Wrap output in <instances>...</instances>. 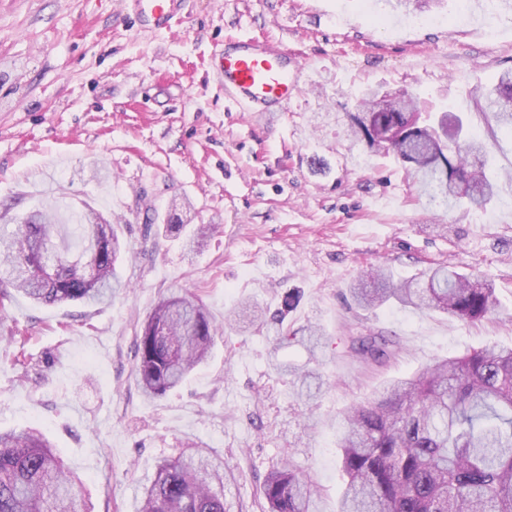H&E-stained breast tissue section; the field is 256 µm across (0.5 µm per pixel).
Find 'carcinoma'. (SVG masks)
<instances>
[{"label": "carcinoma", "mask_w": 512, "mask_h": 512, "mask_svg": "<svg viewBox=\"0 0 512 512\" xmlns=\"http://www.w3.org/2000/svg\"><path fill=\"white\" fill-rule=\"evenodd\" d=\"M394 11L423 13L442 0H380ZM476 108L493 112L512 135V71L499 75L493 95L477 96ZM350 116L352 134L381 148L390 127L414 116L415 125L385 147L420 176L430 203L484 210L501 190L489 168L490 150L479 136L460 138L462 122L446 112L421 109L409 92L383 95L369 88ZM58 205L36 208L0 231V288L10 286L42 305L101 303L123 283L116 270L122 243L115 224L86 208L71 212L83 249L73 254L53 239ZM167 219L168 235L185 234L200 249L210 227ZM93 268L87 273L84 265ZM364 309L397 302L438 311L462 321L479 320L496 304L494 288L479 274L438 265L396 282L372 268L350 289ZM299 300L285 292L272 312L247 301L230 321H283ZM217 328L204 305L187 293L161 298L147 315L134 344L142 394L154 399L177 388L209 357ZM393 341L367 334L352 341L361 357L381 363ZM277 368L294 377L296 395L320 391L319 377L288 363ZM337 448L347 481L338 512H512V347H487L439 359L413 375L385 385L370 400L347 408L339 421ZM261 493L268 512H312L314 489L289 463L265 476ZM135 512H226L224 456L199 447L188 457L164 460L142 487ZM0 512H78L71 476L44 436L31 428L0 432Z\"/></svg>", "instance_id": "1"}]
</instances>
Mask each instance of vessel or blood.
Masks as SVG:
<instances>
[{"instance_id":"obj_1","label":"vessel or blood","mask_w":512,"mask_h":512,"mask_svg":"<svg viewBox=\"0 0 512 512\" xmlns=\"http://www.w3.org/2000/svg\"><path fill=\"white\" fill-rule=\"evenodd\" d=\"M183 0H127V19L138 31H170L181 20ZM228 102L248 112L283 114L298 96L304 68L286 48L249 36L224 39L211 62Z\"/></svg>"}]
</instances>
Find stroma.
I'll use <instances>...</instances> for the list:
<instances>
[{
    "mask_svg": "<svg viewBox=\"0 0 512 512\" xmlns=\"http://www.w3.org/2000/svg\"><path fill=\"white\" fill-rule=\"evenodd\" d=\"M122 0H0V205L20 215L57 199L123 216L126 287L107 303L38 305L13 294L0 310V430L38 428L80 480L87 512H132L156 464L204 444L222 454L226 512H262L259 486L283 459L317 489L315 512H337L344 487L336 422L381 384L434 360L512 346V187L486 210H448L419 194L393 155L349 133L370 85L416 94L433 111L492 137L491 168L512 171V136L491 135L477 86L512 70V0L495 24L485 0H443L414 23L375 0H185L161 34L120 21ZM247 34L282 44L311 83L277 125L227 111L207 73L214 42ZM213 230L195 256L146 232L142 209ZM437 263L485 273L496 296L484 319L385 305L351 308L360 273L406 280ZM300 292L285 327L319 325L312 358L273 326L224 327L205 365L146 399L134 338L158 298L187 289L216 320L251 299L278 307ZM383 334V364L349 349ZM25 352L30 371L14 365ZM319 373L312 399L293 395L276 362Z\"/></svg>",
    "mask_w": 512,
    "mask_h": 512,
    "instance_id": "1",
    "label": "stroma"
}]
</instances>
